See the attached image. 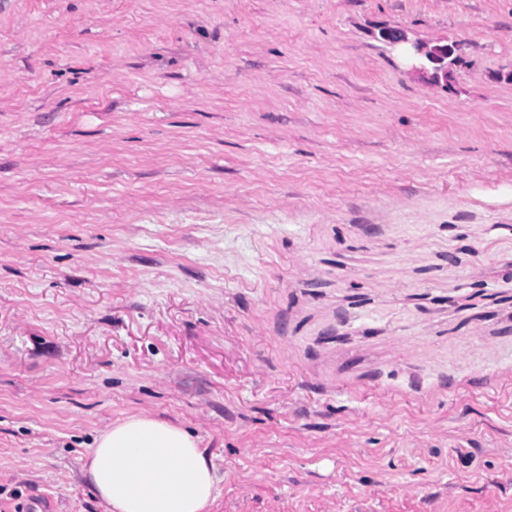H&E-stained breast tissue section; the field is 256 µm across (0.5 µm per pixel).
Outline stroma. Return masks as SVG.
Returning <instances> with one entry per match:
<instances>
[{"instance_id": "35a3bbf8", "label": "stroma", "mask_w": 512, "mask_h": 512, "mask_svg": "<svg viewBox=\"0 0 512 512\" xmlns=\"http://www.w3.org/2000/svg\"><path fill=\"white\" fill-rule=\"evenodd\" d=\"M136 412L210 512H512V0H0V512ZM382 37L391 45L411 44L414 55L420 60L422 69L433 71L432 79L439 82L448 79V65L442 66L444 59L455 54L460 56V46L457 43L429 46V44L415 40L411 41L407 34L400 28H387L382 32Z\"/></svg>"}]
</instances>
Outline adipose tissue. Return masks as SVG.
Masks as SVG:
<instances>
[{
	"label": "adipose tissue",
	"instance_id": "obj_1",
	"mask_svg": "<svg viewBox=\"0 0 512 512\" xmlns=\"http://www.w3.org/2000/svg\"><path fill=\"white\" fill-rule=\"evenodd\" d=\"M109 512H207L217 477L183 426L129 414L98 432L85 472Z\"/></svg>",
	"mask_w": 512,
	"mask_h": 512
}]
</instances>
